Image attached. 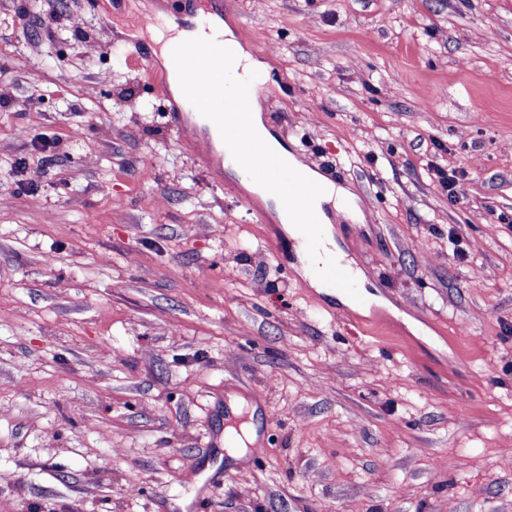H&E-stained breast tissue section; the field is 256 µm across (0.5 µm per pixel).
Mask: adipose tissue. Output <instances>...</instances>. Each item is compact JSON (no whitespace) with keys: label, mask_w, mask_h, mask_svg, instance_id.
Segmentation results:
<instances>
[{"label":"adipose tissue","mask_w":512,"mask_h":512,"mask_svg":"<svg viewBox=\"0 0 512 512\" xmlns=\"http://www.w3.org/2000/svg\"><path fill=\"white\" fill-rule=\"evenodd\" d=\"M264 71V63L253 58L249 51L241 45H237L235 55L225 61L224 79L230 84L228 94L232 97L243 96L248 98L249 112L246 118L243 119L239 118L236 113H225L224 121L226 125L241 120L245 121L249 128V135L247 138L232 144L227 141L224 129H215L211 132L213 144L215 147L225 148V150L232 152L236 156L237 163L232 166L231 172L239 176L241 185L248 192L259 196L262 200L271 202L283 230L298 244L302 273L309 275V284L312 288L320 290L324 288L325 283L315 275L318 266L331 260H341L345 257L344 252L334 239L331 225L327 223V217L324 212L325 205L330 203L336 209L347 212L352 221L356 223L362 222L363 215L346 189L337 186L330 180H327L317 170L297 160L269 132L263 121L259 96L253 86L254 80L260 79ZM258 147L267 153L275 155L281 160L284 167L299 174L306 181L322 185V194L311 203L315 220L321 225L317 247L312 248L308 246L306 230L299 224H296L294 214L285 198V186L279 176H265L261 174L250 178L243 177L242 167L249 164L255 148Z\"/></svg>","instance_id":"adipose-tissue-1"}]
</instances>
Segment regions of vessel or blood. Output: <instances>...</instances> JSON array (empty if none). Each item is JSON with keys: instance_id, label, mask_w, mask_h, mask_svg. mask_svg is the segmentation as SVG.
Here are the masks:
<instances>
[{"instance_id": "vessel-or-blood-1", "label": "vessel or blood", "mask_w": 512, "mask_h": 512, "mask_svg": "<svg viewBox=\"0 0 512 512\" xmlns=\"http://www.w3.org/2000/svg\"><path fill=\"white\" fill-rule=\"evenodd\" d=\"M186 8L194 20L209 23L222 18L220 0H186ZM234 51V45L229 43L201 41L169 61L171 70L191 89L195 109L216 127L224 125L225 109H233L241 116L248 110L247 99L224 97V61ZM286 190L296 223L316 231L309 202L319 195V186L294 176L287 180Z\"/></svg>"}]
</instances>
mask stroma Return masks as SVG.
I'll use <instances>...</instances> for the list:
<instances>
[{"label": "stroma", "mask_w": 512, "mask_h": 512, "mask_svg": "<svg viewBox=\"0 0 512 512\" xmlns=\"http://www.w3.org/2000/svg\"><path fill=\"white\" fill-rule=\"evenodd\" d=\"M140 2L0 0V512H512V0H224L364 214L346 304L169 126Z\"/></svg>", "instance_id": "35a3bbf8"}]
</instances>
